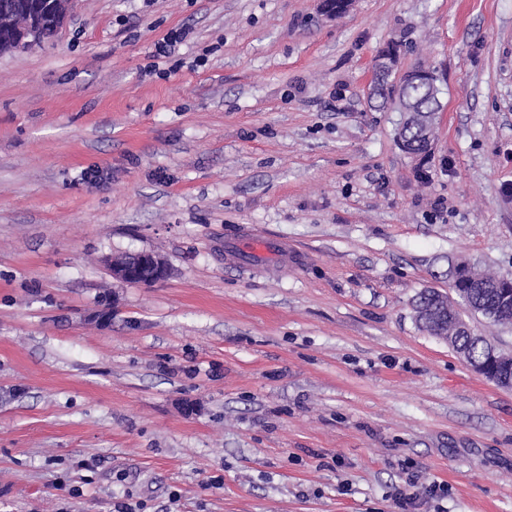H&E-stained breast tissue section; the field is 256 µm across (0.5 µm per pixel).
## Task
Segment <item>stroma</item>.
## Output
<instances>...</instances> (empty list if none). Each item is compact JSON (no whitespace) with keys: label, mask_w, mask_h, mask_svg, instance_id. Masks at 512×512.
<instances>
[{"label":"stroma","mask_w":512,"mask_h":512,"mask_svg":"<svg viewBox=\"0 0 512 512\" xmlns=\"http://www.w3.org/2000/svg\"><path fill=\"white\" fill-rule=\"evenodd\" d=\"M322 2L77 0L0 54V512H512V390L411 305L512 273V0ZM391 42L447 73L424 158ZM139 251L169 277L113 280ZM288 242L278 238L262 237L241 242L236 250V260L245 261L253 255L257 257L274 256L279 261H287L290 253ZM105 265L113 278L131 284L157 283L163 281L169 273L166 261L148 251L110 256L105 259Z\"/></svg>","instance_id":"stroma-1"}]
</instances>
